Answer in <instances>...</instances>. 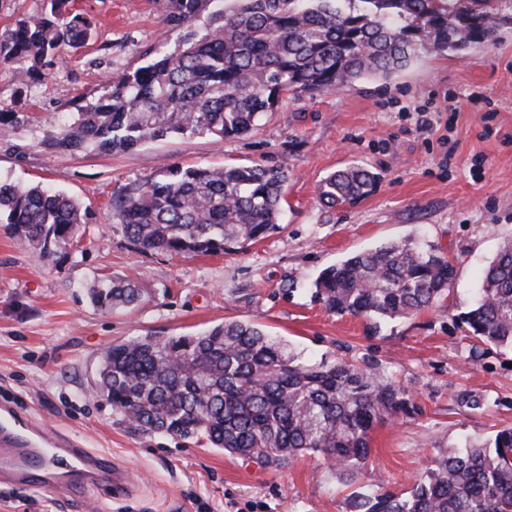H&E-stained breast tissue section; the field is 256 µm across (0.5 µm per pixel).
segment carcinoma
Instances as JSON below:
<instances>
[{
  "instance_id": "1",
  "label": "carcinoma",
  "mask_w": 512,
  "mask_h": 512,
  "mask_svg": "<svg viewBox=\"0 0 512 512\" xmlns=\"http://www.w3.org/2000/svg\"><path fill=\"white\" fill-rule=\"evenodd\" d=\"M34 13L0 31V67L20 84L46 59L83 46L89 22L68 0H39ZM168 29L184 31L171 52L107 80L60 131L69 150L133 149L168 134L235 138L257 129L285 95L384 79L422 57H468L492 42L512 0H163ZM202 25L199 33L196 25ZM283 168L168 166L112 198V219L141 250L209 254L256 243L279 228ZM379 175L358 164L324 178L319 198L337 207L368 195ZM84 223L63 191L0 181V224L44 258L74 244ZM456 265L407 238L355 253L314 282L335 314L380 323L438 308ZM92 303L107 310L140 299L131 280L100 278ZM472 350L512 352V240L488 265L477 295L457 314ZM92 395L142 434L203 437L268 467L306 453L347 484L361 482L377 425L410 411L405 390L378 368L343 357L302 360L262 328L226 322L196 335L139 336L107 348ZM352 512H512V428L445 452L404 493L382 487L354 495Z\"/></svg>"
}]
</instances>
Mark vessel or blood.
Returning a JSON list of instances; mask_svg holds the SVG:
<instances>
[{
    "label": "vessel or blood",
    "mask_w": 512,
    "mask_h": 512,
    "mask_svg": "<svg viewBox=\"0 0 512 512\" xmlns=\"http://www.w3.org/2000/svg\"><path fill=\"white\" fill-rule=\"evenodd\" d=\"M100 488L111 498L129 495V471L102 453L36 425L13 406L0 407V481L47 495L66 489V478Z\"/></svg>",
    "instance_id": "obj_1"
}]
</instances>
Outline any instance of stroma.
I'll return each instance as SVG.
<instances>
[{
	"label": "stroma",
	"instance_id": "obj_1",
	"mask_svg": "<svg viewBox=\"0 0 512 512\" xmlns=\"http://www.w3.org/2000/svg\"><path fill=\"white\" fill-rule=\"evenodd\" d=\"M91 22L85 46L51 58L22 87L0 67V103L12 111L0 135V180L60 189L86 213L83 234L51 258L17 245L0 226V403L126 466L139 489L106 500L95 488L53 497L0 486V512L33 500L31 512H347L351 487L312 454L279 468L224 453L203 440L142 435L118 424L90 384L102 351L133 336L194 335L250 322L301 355H346L381 364L416 405L378 425L364 484L409 491L439 452L480 445L512 427V354L472 342L451 317L480 285L484 268L512 239V25L470 58L431 56L389 79L340 91L284 96L256 132L219 140L172 135L105 153L55 147L63 122L104 94L114 71H133L175 48L159 0H72ZM432 111L431 131L413 112ZM168 164L283 166L280 227L265 239L213 254L142 252L112 220V196L158 176ZM365 164L377 187L331 208L317 193L332 172ZM415 238L457 268L452 306L397 319L373 331L313 297L326 267L384 242ZM132 280L138 303L93 306L94 280ZM483 397L481 410L459 393Z\"/></svg>",
	"mask_w": 512,
	"mask_h": 512
}]
</instances>
